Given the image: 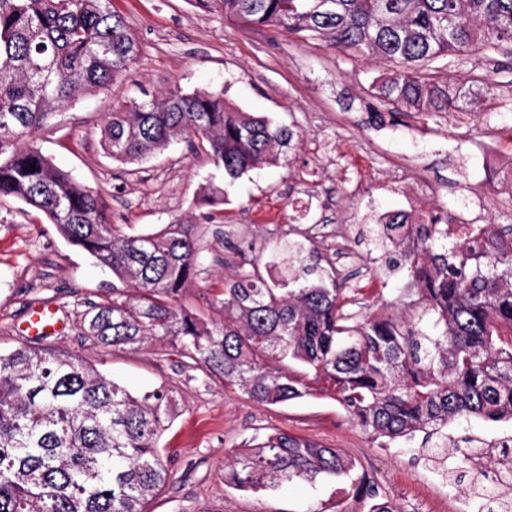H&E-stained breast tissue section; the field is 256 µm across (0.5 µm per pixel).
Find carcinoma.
<instances>
[{"instance_id":"carcinoma-1","label":"carcinoma","mask_w":512,"mask_h":512,"mask_svg":"<svg viewBox=\"0 0 512 512\" xmlns=\"http://www.w3.org/2000/svg\"><path fill=\"white\" fill-rule=\"evenodd\" d=\"M196 2L233 25L324 39L346 56L393 64L370 95L396 112L466 111L479 92L424 70L479 46H512V0ZM139 53L112 0H0V198L42 212L117 279L112 296L83 315L86 340H169L208 378L258 403L326 395L387 444L423 434L431 459L447 456L452 422L512 420V228L404 212L370 228L374 248L399 253L406 269L409 287L396 303L408 320L346 309L343 283L301 239L283 244L280 261L256 258L224 278L201 305L181 304L200 265L196 228L224 220V190L203 188L196 205L209 211L199 218L127 234L97 193L33 141L57 111L107 87ZM101 134L123 163L196 138L231 179L278 162L295 137L219 94L178 87L113 111ZM172 409L168 390L136 395L62 349L0 353V512H144L169 479L158 436ZM458 452L469 468L495 464L475 439ZM322 477L348 480L368 512H399L341 449L287 432L250 440L224 468L225 484L252 493ZM467 495L477 512H495L479 487Z\"/></svg>"}]
</instances>
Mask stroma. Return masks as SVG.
<instances>
[{"label": "stroma", "instance_id": "1", "mask_svg": "<svg viewBox=\"0 0 512 512\" xmlns=\"http://www.w3.org/2000/svg\"><path fill=\"white\" fill-rule=\"evenodd\" d=\"M112 6L139 41L137 63L108 89L66 107L36 145L98 192L112 224L129 234L188 216L204 185L223 186L224 221L199 229L200 271L184 304H198L200 291L235 273L241 248L254 245L270 260L296 228L365 303L390 304L407 287V273L388 268L359 237L380 215L437 211L468 224L512 226V54L478 50L449 59V78L490 84L471 111L376 113L370 85L387 75V63L344 56L320 39L241 29L192 0ZM171 86L223 94L243 111L292 127L295 145L278 163L231 184L205 151L190 152L182 139L139 163L108 158L101 127L109 113ZM490 168L499 179L487 181ZM112 282L110 270L70 245L41 212L0 200V352L29 343L27 315L48 300L61 328L44 345L95 361L131 389L165 387L176 400L159 440L170 478L146 512H367L368 500L338 478L259 494L225 486L230 452L280 431L342 449L400 512H470L465 495L443 485L420 441L384 444L332 398L262 405L188 367L171 344L103 349L86 342L81 316L111 293Z\"/></svg>", "mask_w": 512, "mask_h": 512}]
</instances>
